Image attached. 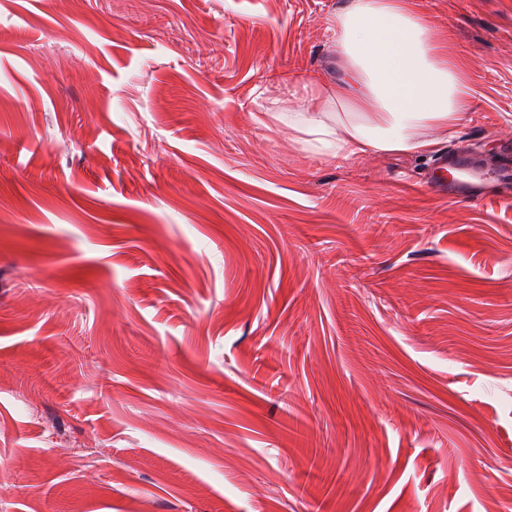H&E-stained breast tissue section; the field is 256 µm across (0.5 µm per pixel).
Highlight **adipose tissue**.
I'll use <instances>...</instances> for the list:
<instances>
[{"instance_id":"obj_1","label":"adipose tissue","mask_w":512,"mask_h":512,"mask_svg":"<svg viewBox=\"0 0 512 512\" xmlns=\"http://www.w3.org/2000/svg\"><path fill=\"white\" fill-rule=\"evenodd\" d=\"M332 32L338 47L333 97L308 88L306 112L288 129L347 161L376 152L431 153L430 128L448 130L470 103L463 65L427 17L403 0H346Z\"/></svg>"}]
</instances>
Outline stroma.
<instances>
[{"label":"stroma","mask_w":512,"mask_h":512,"mask_svg":"<svg viewBox=\"0 0 512 512\" xmlns=\"http://www.w3.org/2000/svg\"><path fill=\"white\" fill-rule=\"evenodd\" d=\"M512 130V0H410ZM345 0H0V512H512V202L288 134Z\"/></svg>","instance_id":"35a3bbf8"}]
</instances>
